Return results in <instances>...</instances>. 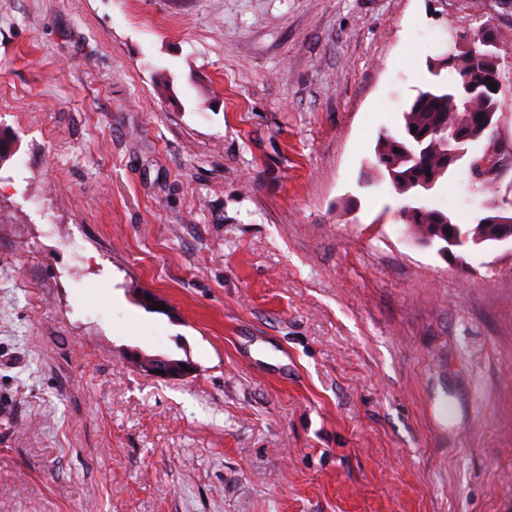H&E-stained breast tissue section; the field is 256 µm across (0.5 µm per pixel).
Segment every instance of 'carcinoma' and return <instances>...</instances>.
<instances>
[{"mask_svg":"<svg viewBox=\"0 0 512 512\" xmlns=\"http://www.w3.org/2000/svg\"><path fill=\"white\" fill-rule=\"evenodd\" d=\"M452 47L450 57L429 63L434 80L418 89L402 112L400 135H379L374 149L376 165L385 170L399 194L414 197V204L399 212V220L406 224L411 237L421 238L437 229L444 242L464 235L473 245H489L495 242L497 225L482 224L477 219L472 224H459L446 211L417 199L418 192L427 185L434 190L449 184L459 168L448 160V130H475L485 118L496 121L502 112V91L465 93L468 85L481 80L489 68L500 67V63L477 60L464 43L454 41Z\"/></svg>","mask_w":512,"mask_h":512,"instance_id":"1","label":"carcinoma"}]
</instances>
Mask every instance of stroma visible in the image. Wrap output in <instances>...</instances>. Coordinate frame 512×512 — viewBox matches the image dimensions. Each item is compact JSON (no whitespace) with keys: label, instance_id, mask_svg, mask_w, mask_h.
<instances>
[{"label":"stroma","instance_id":"stroma-1","mask_svg":"<svg viewBox=\"0 0 512 512\" xmlns=\"http://www.w3.org/2000/svg\"><path fill=\"white\" fill-rule=\"evenodd\" d=\"M485 23L512 49L501 0H0V512H512V244L415 245L367 166ZM136 361L150 375L161 379L178 380L189 375L190 369H192L189 363L163 356L140 354L136 356ZM180 363L185 364L186 368H182ZM155 370H160V373H155ZM161 371H164V374H161Z\"/></svg>","mask_w":512,"mask_h":512}]
</instances>
